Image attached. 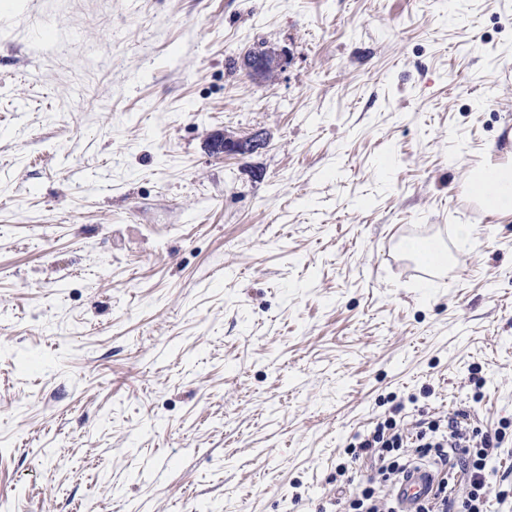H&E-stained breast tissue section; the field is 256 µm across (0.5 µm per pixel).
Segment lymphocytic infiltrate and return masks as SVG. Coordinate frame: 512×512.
<instances>
[{"label":"lymphocytic infiltrate","instance_id":"1","mask_svg":"<svg viewBox=\"0 0 512 512\" xmlns=\"http://www.w3.org/2000/svg\"><path fill=\"white\" fill-rule=\"evenodd\" d=\"M504 438L498 429L481 431L464 410L449 415L443 426L435 421L408 423L389 416L349 443L350 459L339 466V475L362 469L367 477L354 492L337 498L336 512H397L388 485L411 456L431 451L440 462L454 460L464 482L453 490L440 483L434 497L422 503L417 512H486V458L489 449L500 447Z\"/></svg>","mask_w":512,"mask_h":512}]
</instances>
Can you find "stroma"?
Here are the masks:
<instances>
[{
  "mask_svg": "<svg viewBox=\"0 0 512 512\" xmlns=\"http://www.w3.org/2000/svg\"><path fill=\"white\" fill-rule=\"evenodd\" d=\"M511 156L512 0H0V512H333L399 402L512 512ZM282 54L281 53H275L270 50H263V51H256V52H249L247 55L244 56L243 59V66L245 67L246 71L248 72L249 76L254 81H261L263 78L266 80L270 78L273 73L275 72V69L271 68L268 69L265 76V70L268 65V62L273 63L274 66L277 68L281 66L282 62ZM266 146L264 135L260 131H256L247 137L228 138L224 137V154L225 156L243 155L257 152ZM471 192L496 213L512 215V168L498 165L475 171L469 180Z\"/></svg>",
  "mask_w": 512,
  "mask_h": 512,
  "instance_id": "35a3bbf8",
  "label": "stroma"
}]
</instances>
